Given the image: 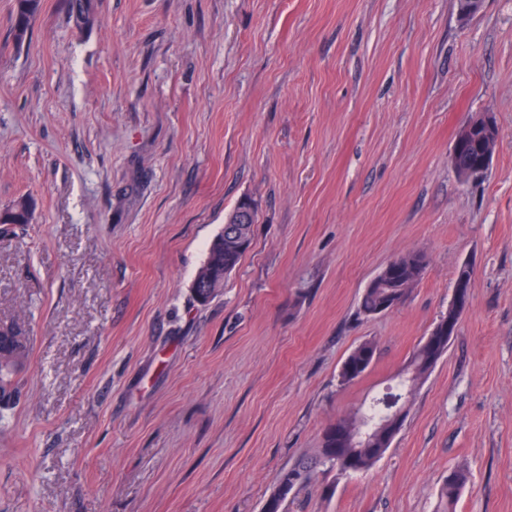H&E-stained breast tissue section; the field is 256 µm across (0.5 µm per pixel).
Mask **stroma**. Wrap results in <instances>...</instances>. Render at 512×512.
I'll return each mask as SVG.
<instances>
[{"label":"stroma","instance_id":"obj_1","mask_svg":"<svg viewBox=\"0 0 512 512\" xmlns=\"http://www.w3.org/2000/svg\"><path fill=\"white\" fill-rule=\"evenodd\" d=\"M0 0V327L29 336L0 412V512H261L336 417L397 381L470 264V301L368 472H319L285 512H512V0ZM491 116L460 182L462 126ZM250 250L191 288L226 215ZM412 251L407 300L358 313ZM377 345L362 378L350 351ZM39 8V0H16L13 35L17 42L26 40L31 22ZM483 139L486 143L487 149L480 158L478 166H475L477 172H485L487 170L490 159L494 154L499 139V131L497 126L487 116L483 117ZM426 264L425 255L420 252L396 257L364 289L359 302V313L365 317L380 314L381 305L390 294H394L397 305H401L422 278ZM380 285L386 288H379ZM391 308L393 307L382 311L388 312ZM376 354V344L366 340L356 346L342 364L340 379L349 384L361 377L371 366ZM468 481L465 470L455 469L444 478L440 498L443 512H455L457 500Z\"/></svg>","mask_w":512,"mask_h":512}]
</instances>
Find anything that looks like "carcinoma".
Here are the masks:
<instances>
[{"label":"carcinoma","mask_w":512,"mask_h":512,"mask_svg":"<svg viewBox=\"0 0 512 512\" xmlns=\"http://www.w3.org/2000/svg\"><path fill=\"white\" fill-rule=\"evenodd\" d=\"M39 8V0H16L13 35L17 42L26 40L31 22ZM258 209L242 211L234 208L226 217L228 224L211 242L207 257L200 267L195 281L200 283L198 295L207 302L224 290V283L236 269L253 241V226ZM30 219L27 200L16 201L0 215L1 224H26ZM426 268L425 255L411 252L396 257L364 289L359 302V313L365 317L380 314L385 298L393 294L397 304H402L413 287L422 278ZM431 349L414 351L399 384L373 398L370 405L358 411L350 419L341 418L338 425L323 433L321 444L310 454H304L282 471L278 485L266 499L262 512H284L288 500V485L292 476L304 470L308 479H313L321 469L337 471L340 476L368 471L390 448V441L381 434L385 416L383 398L391 396L402 401L407 409L412 392L430 372L431 359H440L448 351V337L433 329L429 333ZM376 354V344L366 340L356 346L342 364L340 379L349 384L361 377L371 366ZM28 358V345L11 360L0 361V409H10L15 403L8 400L21 388V373ZM468 481L465 470L455 469L444 478L440 498L443 512H455L457 500Z\"/></svg>","instance_id":"obj_1"}]
</instances>
